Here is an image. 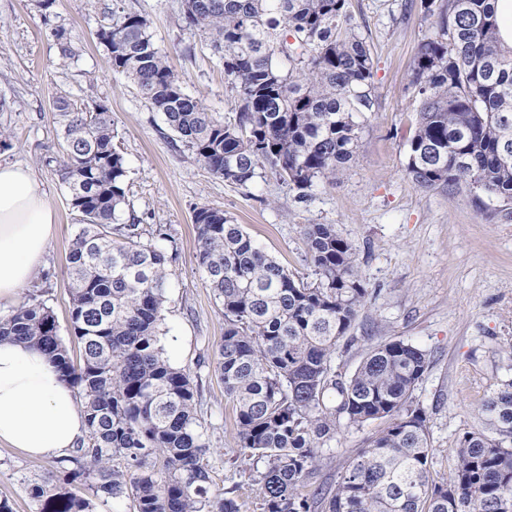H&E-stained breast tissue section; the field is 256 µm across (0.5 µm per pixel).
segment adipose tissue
<instances>
[{"label":"adipose tissue","instance_id":"1","mask_svg":"<svg viewBox=\"0 0 512 512\" xmlns=\"http://www.w3.org/2000/svg\"><path fill=\"white\" fill-rule=\"evenodd\" d=\"M57 224L35 172L0 164V308L13 305L45 264ZM86 434L77 395L52 359L29 343L0 339V445L59 459Z\"/></svg>","mask_w":512,"mask_h":512}]
</instances>
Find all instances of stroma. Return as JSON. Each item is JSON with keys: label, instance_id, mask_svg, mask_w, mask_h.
Returning a JSON list of instances; mask_svg holds the SVG:
<instances>
[{"label": "stroma", "instance_id": "stroma-1", "mask_svg": "<svg viewBox=\"0 0 512 512\" xmlns=\"http://www.w3.org/2000/svg\"><path fill=\"white\" fill-rule=\"evenodd\" d=\"M182 0H0V164L33 168L58 217L47 264L32 283L41 290L68 336L71 310L66 257L80 224L61 181V130L55 101L108 106L126 162L124 215L143 229L166 225V302L160 346L174 366L188 369L198 387V416L209 440L217 487L235 488L240 512H261L257 487L239 458L234 408L214 371L224 337V312L195 255L193 214L208 205L242 224L251 238L289 270L309 273L302 228L332 224L356 248L359 274L372 294L352 328L354 344L333 365L350 374L368 346L394 339L431 354L412 400L427 415L430 472L446 480L463 435L480 430L482 406L512 379V208L488 194L416 186L406 173L416 122L410 84L419 49L432 33L424 0H349L352 24L370 48L376 103L366 113L361 148L335 182H315L306 198L261 169L244 186L225 182L174 144L159 112L125 76L113 71L97 34L125 12L144 16L152 40L187 94L214 118L230 122L238 92L207 32L180 21ZM69 30L77 55L62 61L53 31ZM376 420L341 427L303 492L335 486ZM64 463L26 457L0 446V501L13 512H39L31 485L62 479Z\"/></svg>", "mask_w": 512, "mask_h": 512}]
</instances>
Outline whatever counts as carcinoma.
I'll return each mask as SVG.
<instances>
[{"label": "carcinoma", "mask_w": 512, "mask_h": 512, "mask_svg": "<svg viewBox=\"0 0 512 512\" xmlns=\"http://www.w3.org/2000/svg\"><path fill=\"white\" fill-rule=\"evenodd\" d=\"M348 0H183V23L209 33L238 89L233 123L188 95L148 33L124 14L99 31L112 69L130 78L176 141L224 181L245 186L269 166L305 191L334 181L360 149L361 118L373 111V59L351 25ZM497 0H444L421 46L412 87L417 118L408 177L420 187L481 190L512 204V50L498 36ZM54 37L75 57L68 30ZM71 208L82 217L67 255L74 363L54 311L29 301L0 318L13 336L52 354L77 390L88 434L67 458L64 484H35L40 512H93L94 499L129 498L134 512H239L215 487L198 389L158 346L173 256L119 223L125 203L118 132L103 104L57 100ZM196 263L224 310L217 371L233 403L242 455L255 470L262 512H512V380L484 406L485 426L454 449L445 483L430 476L426 415L412 392L431 354L403 339L367 348L353 374L332 369L371 295L356 248L333 224H306L313 268L300 277L267 255L224 211L194 215ZM386 426L366 440L336 485L301 492L320 448L341 423Z\"/></svg>", "instance_id": "carcinoma-1"}]
</instances>
